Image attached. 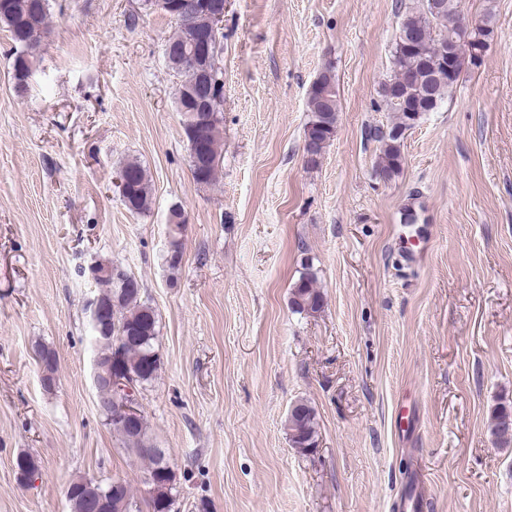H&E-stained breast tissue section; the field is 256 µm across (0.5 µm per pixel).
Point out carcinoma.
I'll return each mask as SVG.
<instances>
[{
  "label": "carcinoma",
  "instance_id": "1",
  "mask_svg": "<svg viewBox=\"0 0 512 512\" xmlns=\"http://www.w3.org/2000/svg\"><path fill=\"white\" fill-rule=\"evenodd\" d=\"M397 42L392 53V71L397 77L383 83L381 96L388 111L396 113L398 122L387 132L374 129L372 137L381 143L378 168L387 178L396 175L402 165L399 133L413 126L423 114L436 111L449 96L460 79L465 66H478L474 59L461 58L456 65L447 61V39L461 27L463 17L459 0H447L446 6L436 14H427L422 0L403 6ZM0 26L8 32L15 44L13 64L16 85L26 84L32 65L37 59L49 27V0H0ZM470 37L475 44L490 41L494 37L491 18L486 16L482 26L473 29ZM169 68L180 79L176 92L177 111L190 150V164L194 180L201 185H211L217 179L220 148L219 113L202 115L192 111L186 101L187 92L194 85L192 74L175 61ZM308 111L312 118L305 131L307 164L315 167L333 135L336 126L337 93L332 68H326L313 82L308 99ZM122 170L129 179V188L122 201L127 209L142 214L151 208V194L146 169L137 161L123 164ZM178 207L168 216L169 249L164 256L167 267L174 271L180 267L183 256L181 220ZM93 279L98 286L95 300L105 310V321L91 326L95 347V362L111 367L112 354L122 349L124 373L136 391H141L158 377L161 360L156 349L158 315L148 303L142 301L141 285L134 277L122 273L109 264L99 263L92 267ZM290 303L299 313L316 312L324 304L323 294L317 287L314 271L307 267L291 289ZM35 353L45 362V387L56 382L59 357L55 350L36 345ZM97 406L108 424L119 434L123 447L136 458L148 462L147 472L152 482L147 484L148 503L152 512H173L176 477L169 467L163 451L151 446L147 438L145 418L134 423L121 420L116 412L115 391L106 384L96 385ZM289 441L303 454L313 452L318 442V423L314 409L304 401L296 402L287 419ZM491 436L496 445H512V407H497L491 417ZM17 478L27 472H39V462L28 454L18 455L14 462ZM109 501V512H141V506L126 481L114 485V481L95 482L79 480L70 484L67 495L72 512H91L87 487Z\"/></svg>",
  "mask_w": 512,
  "mask_h": 512
}]
</instances>
